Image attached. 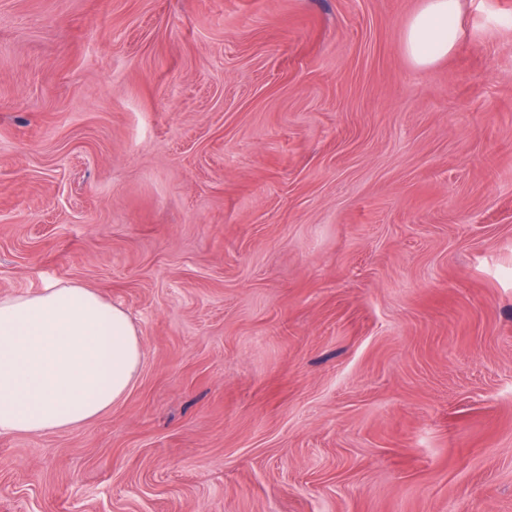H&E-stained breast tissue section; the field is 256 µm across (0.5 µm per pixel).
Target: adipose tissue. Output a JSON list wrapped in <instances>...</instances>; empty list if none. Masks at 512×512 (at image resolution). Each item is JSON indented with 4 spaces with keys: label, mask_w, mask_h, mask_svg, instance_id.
<instances>
[{
    "label": "adipose tissue",
    "mask_w": 512,
    "mask_h": 512,
    "mask_svg": "<svg viewBox=\"0 0 512 512\" xmlns=\"http://www.w3.org/2000/svg\"><path fill=\"white\" fill-rule=\"evenodd\" d=\"M462 35L460 0H424L405 24L404 49L426 68ZM141 363L128 313L93 289L55 283L0 296V432L79 429L126 396Z\"/></svg>",
    "instance_id": "adipose-tissue-1"
}]
</instances>
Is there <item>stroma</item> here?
I'll return each mask as SVG.
<instances>
[{
  "label": "stroma",
  "mask_w": 512,
  "mask_h": 512,
  "mask_svg": "<svg viewBox=\"0 0 512 512\" xmlns=\"http://www.w3.org/2000/svg\"><path fill=\"white\" fill-rule=\"evenodd\" d=\"M0 0V296L139 331L0 512H512V0ZM463 35L459 0H424L405 24L404 49L418 68L446 57Z\"/></svg>",
  "instance_id": "1"
}]
</instances>
